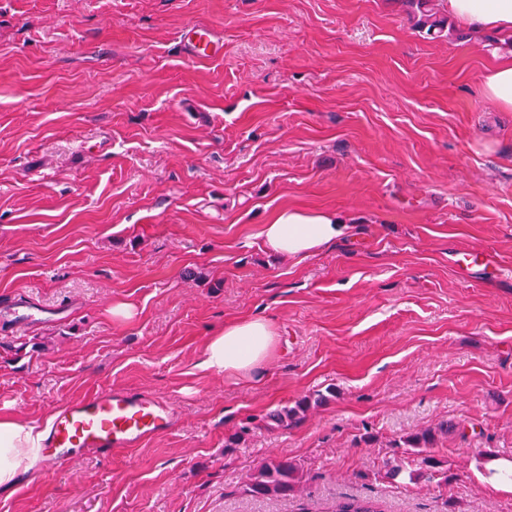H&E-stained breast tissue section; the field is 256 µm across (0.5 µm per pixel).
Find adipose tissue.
I'll list each match as a JSON object with an SVG mask.
<instances>
[{"mask_svg":"<svg viewBox=\"0 0 512 512\" xmlns=\"http://www.w3.org/2000/svg\"><path fill=\"white\" fill-rule=\"evenodd\" d=\"M451 17L473 31L512 36V0H445ZM352 227L331 210L285 207L262 229L266 251L306 257L351 234ZM276 331L262 317L225 322L208 338L201 366L227 376L251 377L275 346ZM43 436L34 424L0 418V489L13 488L35 464L36 445Z\"/></svg>","mask_w":512,"mask_h":512,"instance_id":"1","label":"adipose tissue"}]
</instances>
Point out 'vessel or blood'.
<instances>
[{"mask_svg":"<svg viewBox=\"0 0 512 512\" xmlns=\"http://www.w3.org/2000/svg\"><path fill=\"white\" fill-rule=\"evenodd\" d=\"M184 45L190 56L200 61L219 51L210 33L198 27L186 32ZM0 320L22 328L37 317L30 307L11 304L0 309ZM177 418L175 405L156 394L102 389L69 401L55 413L40 454L44 461L62 464L80 451L109 454L135 448L170 430Z\"/></svg>","mask_w":512,"mask_h":512,"instance_id":"vessel-or-blood-1","label":"vessel or blood"}]
</instances>
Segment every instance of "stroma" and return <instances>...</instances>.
Segmentation results:
<instances>
[{
  "instance_id": "35a3bbf8",
  "label": "stroma",
  "mask_w": 512,
  "mask_h": 512,
  "mask_svg": "<svg viewBox=\"0 0 512 512\" xmlns=\"http://www.w3.org/2000/svg\"><path fill=\"white\" fill-rule=\"evenodd\" d=\"M191 26L216 57L184 52ZM511 55L452 20L426 37L402 0H0V307L47 314L0 322V418L43 426L101 388L178 410L141 447L24 476L0 512H512L481 481L483 452L512 459V112L481 89ZM288 206L354 232L267 253ZM464 248L499 270L459 274ZM251 316L275 356L202 370ZM444 421L447 483L382 478ZM274 456L300 490L250 496ZM2 319L15 328H22L39 320L28 306L11 304L2 309ZM276 331L263 317L224 322L208 338L201 366L226 376L250 378L275 346Z\"/></svg>"
}]
</instances>
